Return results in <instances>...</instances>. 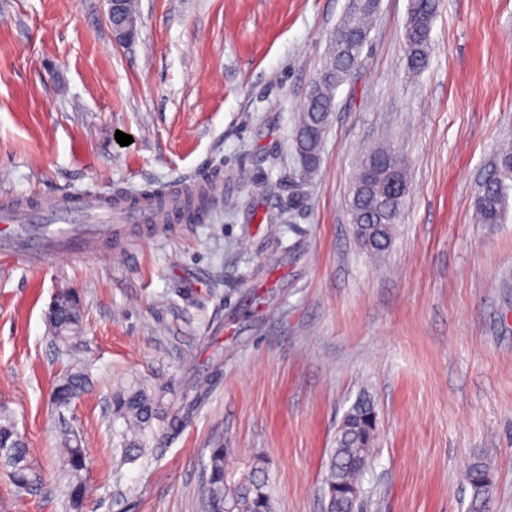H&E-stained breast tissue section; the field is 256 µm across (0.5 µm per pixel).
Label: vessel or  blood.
Returning <instances> with one entry per match:
<instances>
[{"instance_id":"obj_1","label":"vessel or blood","mask_w":512,"mask_h":512,"mask_svg":"<svg viewBox=\"0 0 512 512\" xmlns=\"http://www.w3.org/2000/svg\"><path fill=\"white\" fill-rule=\"evenodd\" d=\"M207 187L201 180L163 188L156 196L0 198V255L33 266L51 254L85 256L128 225L151 232L165 222L196 224L201 216L186 198Z\"/></svg>"}]
</instances>
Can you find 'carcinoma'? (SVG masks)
Wrapping results in <instances>:
<instances>
[{
    "label": "carcinoma",
    "instance_id": "cac0c4a2",
    "mask_svg": "<svg viewBox=\"0 0 512 512\" xmlns=\"http://www.w3.org/2000/svg\"><path fill=\"white\" fill-rule=\"evenodd\" d=\"M379 0H348L336 34L319 76L311 86L301 107L295 137V152L300 162V177L318 167L330 112L334 110L336 89L358 65L368 33V20L378 9ZM437 11V0H410L404 34V52L408 71L417 73L427 62L429 32ZM407 183L404 163L389 146L369 151L360 160L352 186H363L365 192L349 196L348 214L353 224L361 225L357 240L362 249L378 255L386 252L399 223L405 195L388 197L391 178ZM512 197V147L505 146L485 169L475 196V209L483 224H499ZM61 333L58 340L68 343L70 333L81 328V315L74 297L64 292L53 303ZM84 387V377L67 373L55 387L53 403L57 410L70 408ZM209 389L195 386L193 394L185 395L184 413L168 420V428H180L189 415L207 399ZM113 421H122L121 454L125 462H134L145 453L146 431L153 421L163 419L160 399L142 387H133L112 397ZM344 428L330 450L326 462L324 492L327 512H348L354 489L360 485L373 455L376 430V409L367 396L358 397L345 412ZM28 448L18 436L7 408L0 409V469L4 470L20 492L30 490L37 480L27 460ZM86 449L76 435L66 434L61 440L59 464L66 480L67 495L73 512H81L89 492L85 478ZM206 478L199 490L203 512H275L270 475L265 463H251L238 479L226 470L224 447L209 449L205 464ZM465 479L471 487L477 512H491L492 470L482 456L467 463Z\"/></svg>",
    "mask_w": 512,
    "mask_h": 512
}]
</instances>
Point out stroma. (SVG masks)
Instances as JSON below:
<instances>
[{"label":"stroma","instance_id":"35a3bbf8","mask_svg":"<svg viewBox=\"0 0 512 512\" xmlns=\"http://www.w3.org/2000/svg\"><path fill=\"white\" fill-rule=\"evenodd\" d=\"M133 42L108 0H0V196L130 195L212 176L197 224L131 228L91 258H0V407L39 476L0 512H71L59 439L87 448L84 512H201L209 448L230 472L266 461L275 512H325L324 463L361 394L378 428L363 512H471L469 458L512 512V210L474 219L478 178L512 142V0H438L425 68L409 73L410 0H380L336 93L315 173L294 153L299 109L348 0H137ZM131 135L123 146L116 132ZM390 145L409 193L390 249L346 211L363 154ZM76 295L83 329L48 321ZM88 380L59 412L64 372ZM121 463L113 393L139 382L181 409ZM124 0H108L109 2V23L112 28V34L116 41L128 42L134 39L137 32V19L125 20L116 24L115 18L122 13ZM194 389L195 390L191 391L193 393L192 395L189 393H186L185 395L186 402L184 406V413L181 415L177 413L168 420V428H170L172 431L180 428L186 419L189 418V415L194 413L198 407L207 399L209 389L206 386L196 385Z\"/></svg>","mask_w":512,"mask_h":512}]
</instances>
